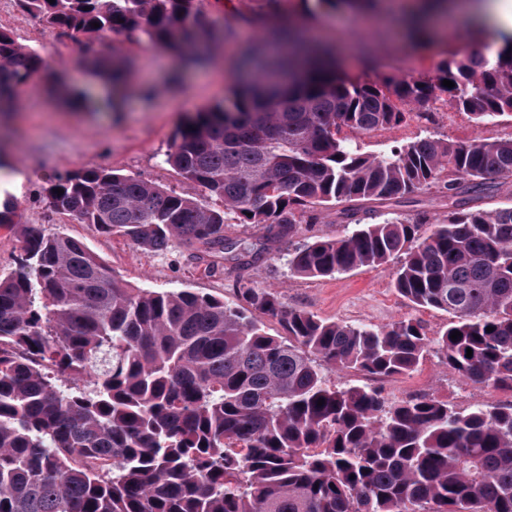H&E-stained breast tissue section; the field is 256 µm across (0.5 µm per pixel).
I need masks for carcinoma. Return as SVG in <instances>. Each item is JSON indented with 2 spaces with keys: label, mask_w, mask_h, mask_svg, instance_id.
Instances as JSON below:
<instances>
[{
  "label": "carcinoma",
  "mask_w": 512,
  "mask_h": 512,
  "mask_svg": "<svg viewBox=\"0 0 512 512\" xmlns=\"http://www.w3.org/2000/svg\"><path fill=\"white\" fill-rule=\"evenodd\" d=\"M15 2L77 46L87 84L71 86L0 32L1 113L37 78L76 109L114 111L112 93L132 74L116 37L177 55L182 67L163 81L172 87L182 68H205L213 48L236 45L241 26L266 35L242 53L251 79L186 115L171 139L166 163L205 198L98 167L51 182L48 210L137 248L165 252L177 239L249 265L265 247L229 238L230 220L284 241L319 208H388L435 186L448 222L428 235L419 219L363 224L345 208L355 227L288 253V267L325 278L398 259L394 288L453 320L431 339L413 319L327 321L264 288L241 289L238 306L132 288L82 240L16 223L7 199L0 224L15 225L21 246L0 274V512H512V404L391 402L375 387L331 381L338 371L407 374L434 349L466 383L512 392V204L463 201L512 179V136H424L379 156L348 137L438 100L478 125L512 118V41L490 57L452 52L433 79L352 83L325 64L265 92L262 72L290 69L309 51L305 27L286 12L291 0H256L254 11L221 19L208 0ZM314 2L334 12L379 0ZM256 313L285 335L265 332Z\"/></svg>",
  "instance_id": "cac0c4a2"
}]
</instances>
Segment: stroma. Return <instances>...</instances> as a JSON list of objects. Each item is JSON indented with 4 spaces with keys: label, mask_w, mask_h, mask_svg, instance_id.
<instances>
[{
    "label": "stroma",
    "mask_w": 512,
    "mask_h": 512,
    "mask_svg": "<svg viewBox=\"0 0 512 512\" xmlns=\"http://www.w3.org/2000/svg\"><path fill=\"white\" fill-rule=\"evenodd\" d=\"M310 24L335 45L340 75L359 82H377L393 75L429 76L448 52L467 51L475 45L468 20L462 16L446 29L441 40L413 51L407 48L405 39H386L366 14L347 10L319 12ZM0 30L65 68L70 84L84 85V73L73 64L76 46L56 39L43 24L21 11L14 0H0ZM123 50L133 58V75L139 82L158 83L150 101L141 100L137 85H133L118 111L73 110L49 96L37 80L18 96L16 110L9 119L16 131L11 143V174L0 180V198L14 199L22 223L81 239L134 288L159 292L189 288L230 304L240 302L241 287L264 288L282 297L288 306L328 321L383 327L412 318L431 338L446 329L451 320L448 313L417 306L396 291L395 262L360 267L323 279L300 277L289 270V251L303 246L310 237L334 238L343 234L344 226L332 208L319 210L315 223L302 225L292 239L269 242L265 259L242 270L227 253L190 251L179 246L164 253L142 250L121 237L101 234L93 225L80 224L48 210L43 196L50 182L61 174L86 167L110 168L177 192L187 189L181 177L164 162L172 134L187 114L227 96L236 80L235 51L217 49L207 68L187 72L178 87L167 88L161 80L174 64L170 54L145 43L127 44ZM424 135L453 141L506 138L512 136V118L504 116L478 126L466 114L439 101L430 110L411 112L400 125L354 136L352 144L360 151L383 155ZM335 380L380 388L394 402L424 394L460 409L476 403L500 406L512 402L510 392L466 384L433 352L427 353L407 375L373 379L356 371H344L336 374Z\"/></svg>",
    "instance_id": "obj_1"
}]
</instances>
